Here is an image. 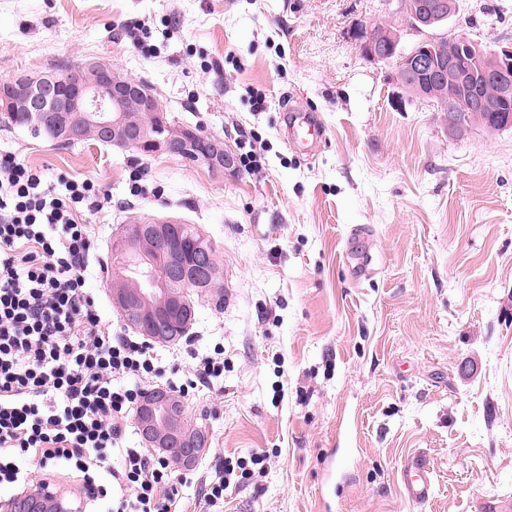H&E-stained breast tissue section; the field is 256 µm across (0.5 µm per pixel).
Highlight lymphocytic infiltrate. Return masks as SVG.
<instances>
[{"label": "lymphocytic infiltrate", "instance_id": "1", "mask_svg": "<svg viewBox=\"0 0 512 512\" xmlns=\"http://www.w3.org/2000/svg\"><path fill=\"white\" fill-rule=\"evenodd\" d=\"M101 205L90 181L46 182L38 168L0 156V488L31 487L33 470L82 474L89 500L113 512H168L171 466L119 448L117 419L163 375L147 342L114 338L86 287L94 248L77 216ZM122 468L98 481L112 453Z\"/></svg>", "mask_w": 512, "mask_h": 512}]
</instances>
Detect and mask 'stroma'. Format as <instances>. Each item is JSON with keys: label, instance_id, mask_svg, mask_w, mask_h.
Returning a JSON list of instances; mask_svg holds the SVG:
<instances>
[{"label": "stroma", "instance_id": "stroma-1", "mask_svg": "<svg viewBox=\"0 0 512 512\" xmlns=\"http://www.w3.org/2000/svg\"><path fill=\"white\" fill-rule=\"evenodd\" d=\"M375 22L402 24L384 0H0V82L98 59L146 82L169 121L234 153L253 135L263 146L259 169L217 177L0 122V155L108 196L84 214L103 331L139 337L105 264L125 225H191L226 274L222 307L199 299L186 339L154 348L178 383L224 351L223 378L184 399L208 447L170 512H207L215 467L254 453L261 472L230 484L223 512H479L512 496V127L450 137L392 64L362 57L351 33ZM438 32L512 43V0H461ZM290 105L322 126L312 155L290 142ZM340 437L335 492L320 468ZM413 453L434 470L420 506L398 486Z\"/></svg>", "mask_w": 512, "mask_h": 512}]
</instances>
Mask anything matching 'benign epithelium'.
<instances>
[{
	"label": "benign epithelium",
	"mask_w": 512,
	"mask_h": 512,
	"mask_svg": "<svg viewBox=\"0 0 512 512\" xmlns=\"http://www.w3.org/2000/svg\"><path fill=\"white\" fill-rule=\"evenodd\" d=\"M395 13L405 27L421 36L411 49L401 46V29L376 24L353 31L363 57L394 63L399 83L413 75L422 82L420 93L439 103L448 134L460 137L473 126L490 132L512 126L511 120L495 119L512 101V43L497 49L483 48L465 35L437 36L428 31L457 15L459 0H394ZM467 114V122L458 113ZM0 114L23 115L31 128L45 129L59 141L93 137L110 139L126 147L145 148L156 154H193L216 174L235 170L233 154L218 138L191 128L171 125L151 90L100 62H86L62 79L54 76H22L0 84ZM179 225L168 222L139 224L125 238L136 236L147 249L165 247L163 273L148 268V282L180 281L183 288H128L127 276L113 267L112 304L137 330L147 325L150 339L175 340L189 330L196 304L187 286L214 274L212 253L196 240L197 250L187 253L172 246ZM138 434L148 450L162 454L175 467L195 466L206 451L205 433L187 421L181 399L163 385L152 388L134 413Z\"/></svg>",
	"instance_id": "1"
}]
</instances>
